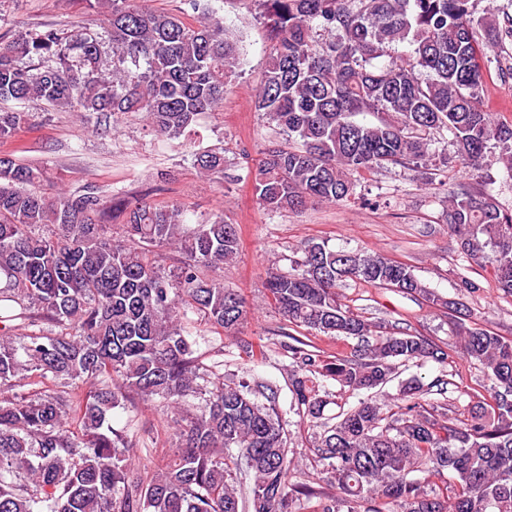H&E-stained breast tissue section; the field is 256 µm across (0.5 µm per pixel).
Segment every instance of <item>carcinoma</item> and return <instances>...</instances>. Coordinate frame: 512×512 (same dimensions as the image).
<instances>
[{"label":"carcinoma","instance_id":"obj_1","mask_svg":"<svg viewBox=\"0 0 512 512\" xmlns=\"http://www.w3.org/2000/svg\"><path fill=\"white\" fill-rule=\"evenodd\" d=\"M107 28L35 27L0 42V103L39 102L98 118L141 112L157 137L192 131L198 116L224 100L241 65L239 40L206 0L201 17L153 11L136 0H93ZM272 51L255 90L257 111L286 135L254 171L258 203L271 212L308 202H348L356 177L375 168L448 167L431 148L446 130L457 163L480 174L492 162L512 178V124L482 101L490 64L501 66L497 37H512V15L488 0H257ZM406 44L410 53L394 57ZM377 112L376 124L356 117ZM25 113L0 107V139ZM224 151L194 153L203 173L224 171ZM42 172L0 159V512H288L321 492L288 481L289 448L277 391L262 382L212 383L204 407L199 358L181 309L195 308L230 335L248 314L245 299L199 275L239 251V231L220 217L184 227L177 208L124 210L125 238L94 220L92 192L50 199ZM448 231L463 258L491 267L494 288L512 296V211L487 186L448 188ZM172 246L183 265L165 271L151 248ZM347 279L415 294L450 311L459 350L491 383L493 404L464 420L431 401L446 382L413 376L396 413L371 395L324 417L332 379L346 391H370L399 365L448 364L449 353L420 336L379 329L342 307ZM263 288L289 324L360 339V354L326 361L295 344L291 388L298 413L320 421L317 451L340 495L322 512H360L365 501L400 512H512V340L466 323L463 297L480 285L460 278L445 299L410 266L366 250L310 241L295 268L271 271ZM41 320L22 336L14 321ZM11 395H2L3 391ZM160 398L174 414L172 455L142 475L136 443L112 427V411L130 395ZM452 474L440 499L425 483ZM414 472L423 479L411 477Z\"/></svg>","mask_w":512,"mask_h":512}]
</instances>
